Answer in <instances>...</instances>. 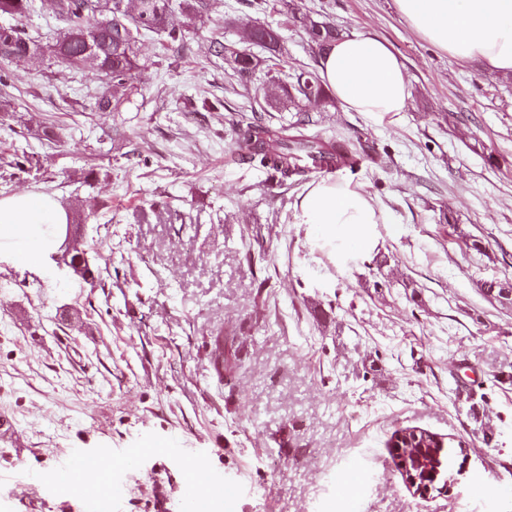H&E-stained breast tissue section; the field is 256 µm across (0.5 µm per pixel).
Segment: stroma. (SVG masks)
Returning <instances> with one entry per match:
<instances>
[{
	"label": "stroma",
	"mask_w": 512,
	"mask_h": 512,
	"mask_svg": "<svg viewBox=\"0 0 512 512\" xmlns=\"http://www.w3.org/2000/svg\"><path fill=\"white\" fill-rule=\"evenodd\" d=\"M254 2L213 0L185 56L141 41L146 68L118 112L94 110L88 70L10 66L0 197H53L82 225L96 279L0 259V413L16 420L0 496L64 512L69 489L32 497L31 475L176 436L240 484L233 512H320L324 499L332 512H512V306L483 291L512 283V81L422 41L394 0H302L342 35L386 41L410 83L403 112L308 107V133L359 135L381 156L334 173L384 217L352 252L295 219L320 174L291 189L233 156V124L254 108L276 126L297 118L264 107L262 75L240 82L208 50L212 34L238 38L224 17L282 25ZM282 34L289 67H317L302 29ZM191 95L224 108L192 111ZM22 154L30 164L11 168ZM220 331L240 351L231 388L209 354ZM407 427L448 443L461 473L444 491L415 494L395 466L387 441ZM185 465L137 461L123 512H154ZM340 473L357 476L354 496L337 495Z\"/></svg>",
	"instance_id": "stroma-1"
}]
</instances>
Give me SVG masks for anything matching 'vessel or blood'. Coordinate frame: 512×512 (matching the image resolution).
Here are the masks:
<instances>
[{
	"label": "vessel or blood",
	"instance_id": "b4317fda",
	"mask_svg": "<svg viewBox=\"0 0 512 512\" xmlns=\"http://www.w3.org/2000/svg\"><path fill=\"white\" fill-rule=\"evenodd\" d=\"M140 448L119 452L86 453L79 460H55L50 467L52 483L73 486L78 468L98 467L103 472L105 488L93 495H78L70 502V512H116L119 486L133 469L135 460L143 456ZM241 488L235 480L212 475L206 470L197 473L179 487L175 496L162 500L158 512H212L215 502L237 500Z\"/></svg>",
	"mask_w": 512,
	"mask_h": 512
}]
</instances>
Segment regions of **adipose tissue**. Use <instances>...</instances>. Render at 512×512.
<instances>
[{"instance_id": "obj_1", "label": "adipose tissue", "mask_w": 512, "mask_h": 512, "mask_svg": "<svg viewBox=\"0 0 512 512\" xmlns=\"http://www.w3.org/2000/svg\"><path fill=\"white\" fill-rule=\"evenodd\" d=\"M396 7L412 31L458 62L478 61L512 75V0H396ZM318 72L346 110L380 114L406 108L410 88L404 66L375 36L337 39L322 54ZM296 219L314 234L358 251L368 246L367 226L383 221L363 188L329 178L301 198ZM66 222L65 211L48 195L0 197V256L37 266L61 246Z\"/></svg>"}]
</instances>
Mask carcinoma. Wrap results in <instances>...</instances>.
I'll return each mask as SVG.
<instances>
[{"label":"carcinoma","instance_id":"cac0c4a2","mask_svg":"<svg viewBox=\"0 0 512 512\" xmlns=\"http://www.w3.org/2000/svg\"><path fill=\"white\" fill-rule=\"evenodd\" d=\"M49 7L58 28L51 44L19 24L0 25V64L17 63L34 56L49 54L53 62L69 68L94 66L93 75L106 79L95 95L97 112H117L123 105V92L145 69L137 43L149 35L164 39L167 50L178 54L190 50L200 37L198 16L206 13L210 0H146L137 10L132 0H0V17L19 21ZM287 23L302 28L312 49L323 53L331 48L340 31L326 21H315L303 12L298 0H289ZM224 24L240 29V44H226L218 35L210 37L209 49L221 58L233 75L244 82L267 62L270 79L264 88V100L270 105H288L299 110L309 99L325 108L336 107L319 75L310 69L284 70L287 60L285 44L279 31L270 25H243L236 18ZM258 47L257 54L252 48ZM369 146L361 140L336 135L328 140L289 132L282 126L273 129L257 119L247 125L236 142L240 160L274 173L278 182L294 187L320 165L330 168H353ZM211 354L215 365L224 367V380L232 379L238 351L227 347L221 335L211 337Z\"/></svg>","mask_w":512,"mask_h":512}]
</instances>
